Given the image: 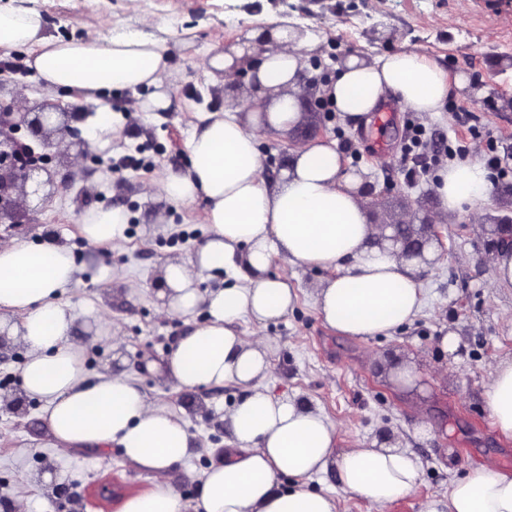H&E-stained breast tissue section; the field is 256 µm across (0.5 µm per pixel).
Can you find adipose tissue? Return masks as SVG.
Returning <instances> with one entry per match:
<instances>
[{"label":"adipose tissue","instance_id":"1","mask_svg":"<svg viewBox=\"0 0 512 512\" xmlns=\"http://www.w3.org/2000/svg\"><path fill=\"white\" fill-rule=\"evenodd\" d=\"M263 43L270 50L261 54L257 48ZM23 45L32 49L28 65L46 95L76 88L93 100L107 90L146 86L152 93L142 110L160 112L170 105L164 49L155 39L120 34L63 41L45 35L38 13L0 10V52ZM316 49V42L285 22L243 29L236 45L212 65L228 83L248 70L263 108L245 112L228 105L223 113L201 116L188 141V175L169 174L154 186L176 202L204 196L212 227L189 261L163 269L160 297L167 314L187 317L202 305L209 316L171 353L170 375L185 390L233 382L247 391L230 414L232 448L202 479L200 512H337L333 497L304 483L331 459L342 488L376 512H386L419 483L420 462L402 449L361 441L334 453L332 423L261 388L270 372L269 345L238 329L241 320L262 325L294 307L297 294L287 273L270 271L280 254L295 266L335 269L315 306L340 335L391 334L424 305L417 261L371 245L374 229L360 197L362 177L344 171L335 142L295 145L279 179H265L259 141L298 121L303 60ZM465 84L403 48L370 61L350 57L321 92L342 122L355 123L389 92L411 110L437 116L451 87ZM491 187L489 171L474 160L449 163L434 184L442 210L460 215L473 213ZM125 231V217L114 209L91 214L81 226L92 249L123 239ZM200 272H226L233 282L203 293L195 286ZM78 273L64 246L0 240V332L28 350L21 387L44 401L57 453L116 445L150 473L152 489L129 498L122 512H184L170 472L193 454L185 421L150 402L128 378L89 379L80 347L68 341L77 316L57 299ZM485 405L499 434L512 437V358L489 368ZM283 476L292 478V486L280 485ZM447 512H512V475L492 466L470 470L450 484Z\"/></svg>","mask_w":512,"mask_h":512}]
</instances>
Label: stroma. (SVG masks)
Segmentation results:
<instances>
[{"mask_svg":"<svg viewBox=\"0 0 512 512\" xmlns=\"http://www.w3.org/2000/svg\"><path fill=\"white\" fill-rule=\"evenodd\" d=\"M4 6L38 12L46 33L65 41L145 31L163 42L172 85L166 111H130L134 98L150 95L147 87L107 91L97 101L76 88L57 93L78 136L59 144L67 160L53 170L56 182L71 187L40 205L30 223L0 224V237L67 247L82 270L79 282L60 297L80 316L76 340L94 334L98 322L108 328L100 343L83 351L90 376L124 375L150 401L184 417L195 452L173 468L171 479L186 512H195L204 472L223 458L232 440L230 411L245 395L232 383L192 392L177 386L167 359L190 324L206 322L207 312L198 308L190 322L172 317L157 296L164 265L191 256L211 226L204 197L176 203L153 186L164 175L188 173V139L202 113L223 111L226 102L241 104L255 94L248 75L225 83L212 59L235 45L243 28L285 21L317 42L321 65L309 68L308 76L321 84L335 75L345 51L369 61L405 45L450 77L465 76V88L449 95L443 120L387 95L381 101L391 111L385 126L347 127L331 110L304 111L293 126L259 143L267 173L276 174L284 150L296 143L336 140L345 168L376 187L362 198L369 223L417 225L428 214L438 219L442 242L432 246L429 263L416 274L425 300L418 316L387 336L338 335L314 305L329 270L299 266L291 281L298 294L293 310L258 328L241 322L239 329L258 330L270 345L271 373L262 388L297 399L332 422L335 452L378 440L420 460L417 489L388 512H445L449 484L472 468L492 465L512 473V438L497 433L484 401L488 367L512 357V288L496 286L493 266L499 224L512 217V0H5ZM147 16L154 26H144ZM358 17L365 25L348 31L346 21ZM29 54L21 46L16 56ZM16 56L0 59V67L12 71L10 81L0 84V98L19 95L30 108L44 96L31 69H14ZM104 109L112 112L113 125L93 136ZM410 125L422 128L428 144L477 145L482 155L500 158L508 175L494 179L475 216L442 211L435 171L411 176L402 170ZM83 142L90 156L80 161ZM100 209L121 210L127 229L122 240L93 252L81 224ZM102 267L111 268V279L98 278ZM446 334L454 339L448 349L441 346ZM26 359L21 342L0 346V512H14L21 502L28 512H121L128 498L150 491L149 473L119 448L56 454L44 403L21 389ZM401 364L414 367L415 387L393 377ZM419 406L425 419L415 414ZM47 472L54 481H43ZM306 484L332 496L337 512H374L342 490L335 464Z\"/></svg>","mask_w":512,"mask_h":512,"instance_id":"35a3bbf8","label":"stroma"}]
</instances>
